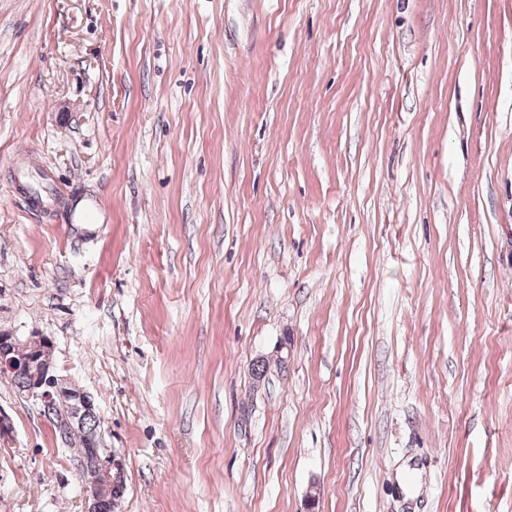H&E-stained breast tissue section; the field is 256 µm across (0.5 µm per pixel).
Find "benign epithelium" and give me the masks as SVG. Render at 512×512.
<instances>
[{"label":"benign epithelium","instance_id":"obj_1","mask_svg":"<svg viewBox=\"0 0 512 512\" xmlns=\"http://www.w3.org/2000/svg\"><path fill=\"white\" fill-rule=\"evenodd\" d=\"M51 339L39 333L20 339L0 333V373L25 371L30 382L24 397L36 405L68 402L82 413L95 407L93 397L73 385L58 370ZM125 485L122 455L113 448L103 449L92 473L86 474L83 486L84 512H116L119 498L112 489Z\"/></svg>","mask_w":512,"mask_h":512}]
</instances>
